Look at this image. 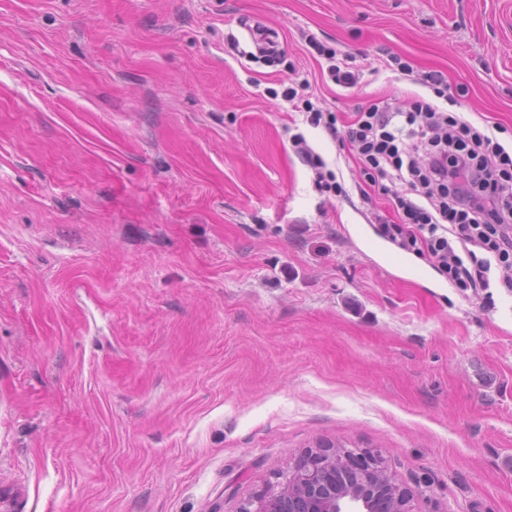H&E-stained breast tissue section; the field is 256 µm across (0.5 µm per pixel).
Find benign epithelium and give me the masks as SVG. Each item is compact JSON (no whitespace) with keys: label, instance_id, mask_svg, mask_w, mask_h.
I'll use <instances>...</instances> for the list:
<instances>
[{"label":"benign epithelium","instance_id":"1","mask_svg":"<svg viewBox=\"0 0 512 512\" xmlns=\"http://www.w3.org/2000/svg\"><path fill=\"white\" fill-rule=\"evenodd\" d=\"M382 464L383 458L369 451H312L288 472L278 492L258 499L254 508L244 505L240 512H380L383 493L392 499L391 512H409L410 491L393 481ZM338 467L363 478L340 497L336 496ZM376 472L383 473V480L373 483L368 475Z\"/></svg>","mask_w":512,"mask_h":512}]
</instances>
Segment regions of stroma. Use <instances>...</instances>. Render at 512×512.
<instances>
[{"label": "stroma", "mask_w": 512, "mask_h": 512, "mask_svg": "<svg viewBox=\"0 0 512 512\" xmlns=\"http://www.w3.org/2000/svg\"><path fill=\"white\" fill-rule=\"evenodd\" d=\"M304 80L511 146L512 0H0V512H240L319 443L412 512H512V295L365 249L387 205ZM309 43L327 61L328 76L335 84L347 88L357 85L359 77L350 70L348 55L342 54L335 48L315 42L312 39H309Z\"/></svg>", "instance_id": "35a3bbf8"}]
</instances>
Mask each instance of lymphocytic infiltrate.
<instances>
[{"label":"lymphocytic infiltrate","instance_id":"lymphocytic-infiltrate-1","mask_svg":"<svg viewBox=\"0 0 512 512\" xmlns=\"http://www.w3.org/2000/svg\"><path fill=\"white\" fill-rule=\"evenodd\" d=\"M307 121L349 145L394 218L380 237L426 257L461 289L512 294V153L457 113L417 99L410 112L376 100L346 120L304 102Z\"/></svg>","mask_w":512,"mask_h":512}]
</instances>
